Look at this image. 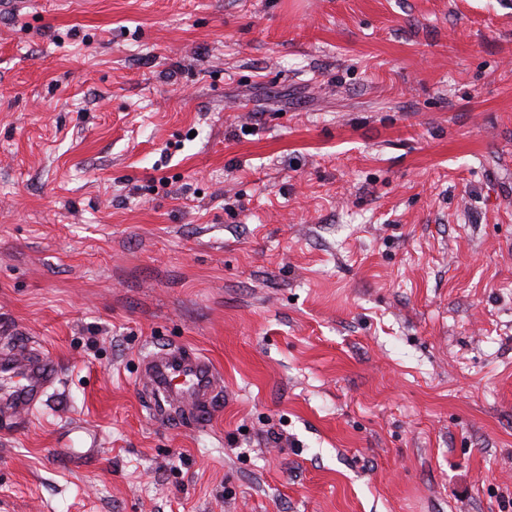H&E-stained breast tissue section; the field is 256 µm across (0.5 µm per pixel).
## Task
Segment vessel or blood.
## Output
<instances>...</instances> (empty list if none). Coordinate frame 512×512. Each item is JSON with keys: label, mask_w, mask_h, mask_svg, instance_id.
Masks as SVG:
<instances>
[{"label": "vessel or blood", "mask_w": 512, "mask_h": 512, "mask_svg": "<svg viewBox=\"0 0 512 512\" xmlns=\"http://www.w3.org/2000/svg\"><path fill=\"white\" fill-rule=\"evenodd\" d=\"M142 393L161 420L182 410L200 419L212 410L223 379L212 361L188 348L157 346L139 359ZM62 368L40 349L16 344L0 350V416L16 420L35 413Z\"/></svg>", "instance_id": "obj_1"}]
</instances>
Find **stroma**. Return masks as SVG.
Returning a JSON list of instances; mask_svg holds the SVG:
<instances>
[{
  "instance_id": "obj_1",
  "label": "stroma",
  "mask_w": 512,
  "mask_h": 512,
  "mask_svg": "<svg viewBox=\"0 0 512 512\" xmlns=\"http://www.w3.org/2000/svg\"><path fill=\"white\" fill-rule=\"evenodd\" d=\"M0 333V512H512V0H0ZM61 373L59 362L31 345L14 344L1 349L0 415L10 419L11 424L19 423L22 416H31ZM142 394L152 414L168 419L177 409L203 419L223 379L212 361L188 348L157 345L139 358Z\"/></svg>"
}]
</instances>
